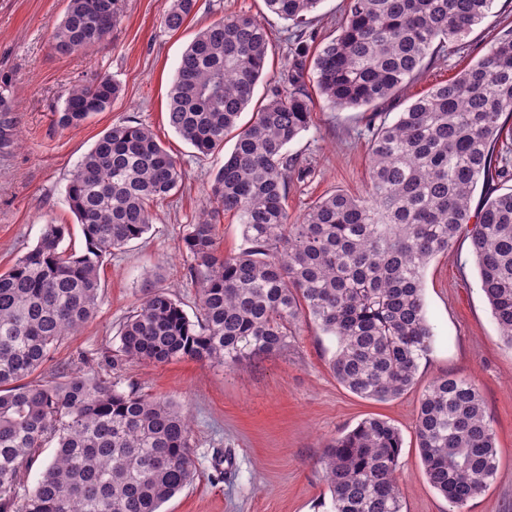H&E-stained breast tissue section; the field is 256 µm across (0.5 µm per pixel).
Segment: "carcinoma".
<instances>
[{
	"label": "carcinoma",
	"instance_id": "obj_1",
	"mask_svg": "<svg viewBox=\"0 0 512 512\" xmlns=\"http://www.w3.org/2000/svg\"><path fill=\"white\" fill-rule=\"evenodd\" d=\"M292 23L291 66L275 79L249 125L237 128L268 56V34L239 13L201 29L184 50L170 89L169 126L201 157L231 152L209 203L183 244L196 262L200 316L155 289L126 317L120 352L166 364L181 358L228 367L283 350L302 318L336 340L332 370L371 400L413 388L433 343L423 277L459 237L471 241L479 285L500 336L512 346V149L495 156L512 119V29L453 79L433 86L369 141L365 195L315 201L291 223L290 185L312 173L288 145L309 126L305 77L336 109L373 107L400 93L488 14L493 0H346L340 33L309 53L320 0H264ZM196 0H165L164 31L182 28ZM123 0H68L53 48L70 55L104 40ZM7 77L0 79V149L13 144ZM120 84L98 75L67 89L56 115L77 128L112 105ZM181 165L148 126L108 128L71 171L70 205L84 253L60 248L49 224L37 244L0 273V512H159L195 472L190 419L171 401L126 392L90 371L29 382L64 338L95 313L102 259L146 234L151 207L180 189ZM488 185L471 212L478 181ZM237 215L244 248L218 253L220 214ZM415 433L430 485L463 512L496 472L495 434L476 385L441 376L419 399ZM55 453L32 488L40 452ZM396 427L366 418L320 457L333 512H403Z\"/></svg>",
	"mask_w": 512,
	"mask_h": 512
}]
</instances>
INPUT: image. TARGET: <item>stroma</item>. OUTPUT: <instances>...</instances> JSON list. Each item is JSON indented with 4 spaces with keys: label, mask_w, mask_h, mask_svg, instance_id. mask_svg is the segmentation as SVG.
I'll return each instance as SVG.
<instances>
[{
    "label": "stroma",
    "mask_w": 512,
    "mask_h": 512,
    "mask_svg": "<svg viewBox=\"0 0 512 512\" xmlns=\"http://www.w3.org/2000/svg\"><path fill=\"white\" fill-rule=\"evenodd\" d=\"M66 6L67 0H0V75L9 76L16 104L15 144L0 151V272L35 246L49 224L65 225L63 249H84L66 185L78 161L112 124L134 120L149 126L186 179L175 195L154 207L152 226L142 239L104 259L95 315L55 349L35 380L53 379L64 365L90 368L121 390L183 407L191 419L195 476L160 512H330L319 458L329 441L372 416L389 421L402 435L398 467L404 512H448L447 501L424 474L415 421L420 395L434 379L464 376L481 392L497 446L496 474L465 512H512V347L502 340L480 290L467 238H459L425 271L434 341L420 361L416 385L400 397L374 401L343 387L331 368L336 341L309 319L300 322L282 351L230 369L190 358L160 365L125 360L120 328L149 289L174 294L188 318H195L199 307L198 286L190 277L194 260L183 237L206 205L224 156L198 157L167 123L168 92L183 51L200 29L225 16L261 17L270 45L266 79L254 90L258 102L268 82L287 68L293 46L288 21L271 14L264 0H197L195 13L175 33L160 26L163 0H125L104 41L62 56L54 51L52 36ZM505 27L512 28V0H494L489 15L449 48L447 60L424 70L404 95L382 104V111H402L408 98L454 78ZM94 74L120 82V96L80 128H59L54 113L65 90ZM372 117L369 108L334 110L315 101L309 129L289 146L314 169L310 178L290 187L291 218L302 217L327 193H365Z\"/></svg>",
    "instance_id": "35a3bbf8"
}]
</instances>
